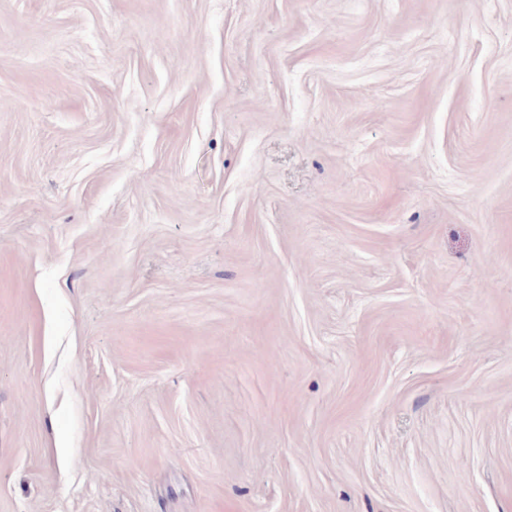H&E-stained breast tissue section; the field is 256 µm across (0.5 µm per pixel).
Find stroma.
Wrapping results in <instances>:
<instances>
[{
  "mask_svg": "<svg viewBox=\"0 0 512 512\" xmlns=\"http://www.w3.org/2000/svg\"><path fill=\"white\" fill-rule=\"evenodd\" d=\"M0 512H512V0H0Z\"/></svg>",
  "mask_w": 512,
  "mask_h": 512,
  "instance_id": "stroma-1",
  "label": "stroma"
}]
</instances>
